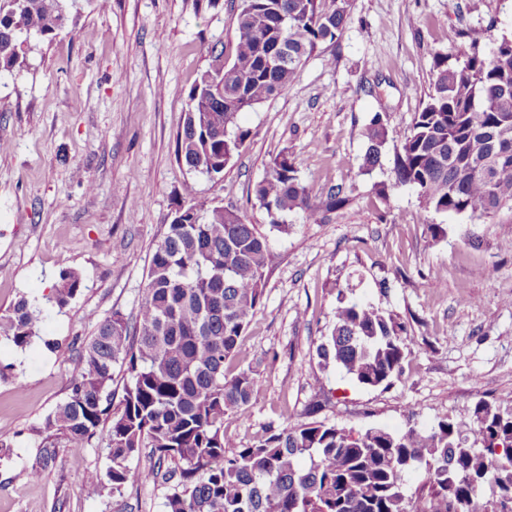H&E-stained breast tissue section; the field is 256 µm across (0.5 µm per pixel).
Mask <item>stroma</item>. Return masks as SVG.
Segmentation results:
<instances>
[{
  "instance_id": "obj_1",
  "label": "stroma",
  "mask_w": 512,
  "mask_h": 512,
  "mask_svg": "<svg viewBox=\"0 0 512 512\" xmlns=\"http://www.w3.org/2000/svg\"><path fill=\"white\" fill-rule=\"evenodd\" d=\"M241 0H92L18 74L0 75V311L38 304L40 337L26 350L0 337V512H164L169 484L87 493L106 473V437L45 459L44 424L63 400L83 342L99 319L135 323L152 252L185 184L209 205L241 211L265 232L271 262L263 305L228 374L252 368L255 392L225 416L227 452L314 416L357 429L433 426L481 400L512 402V215L473 224L428 212L414 188H391L393 152L363 167L362 130L374 114L407 130L432 82L435 53L456 60L463 34L486 47L512 38V0H350L337 43L323 44L281 95L244 113L250 131L215 181L176 156L188 93L230 43ZM300 155L313 198L334 185L351 201L325 223L289 214L272 230L253 195L268 162ZM390 186L387 197L375 187ZM431 224L447 235L436 239ZM81 277L64 308L49 301L61 270ZM397 316L407 330L403 372L366 388L316 347L335 320L338 289ZM56 342L47 349L45 340ZM36 469L38 481L19 479Z\"/></svg>"
}]
</instances>
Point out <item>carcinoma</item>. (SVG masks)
Returning <instances> with one entry per match:
<instances>
[{
    "mask_svg": "<svg viewBox=\"0 0 512 512\" xmlns=\"http://www.w3.org/2000/svg\"><path fill=\"white\" fill-rule=\"evenodd\" d=\"M80 0H0V73L21 64L30 38L50 42ZM349 0H242L231 63L211 49V63L188 93L177 135V158L209 179L220 177L250 131L238 117L281 94L323 43L342 34ZM462 62L433 56L427 100L411 128L400 132L375 114L362 135L364 167L379 165L398 143L392 186L418 191L422 206L441 215L491 224L512 212V39L485 54L484 32L470 29ZM224 92H219V84ZM303 160L283 151L255 184L271 229L286 233L288 214L320 223L343 207L341 186L315 200L300 180ZM179 210L157 243L136 326L115 311L97 321L74 367L70 392L45 421L53 440L42 448H84L108 425L106 478L112 492L161 477L174 482L165 512H512V407L478 401L459 418L429 428L356 430L299 422L256 445L225 452L224 416L254 395L250 369L233 376L226 364L261 309L269 262L267 237L237 210L196 201L184 188ZM81 278L60 271L49 301L66 307ZM43 309L18 300L0 314V333L23 350L38 335ZM405 328L392 314L337 292L335 322L317 346L323 367L334 365L365 387H389L406 359ZM130 383L119 402L114 369ZM151 449L152 468L129 459ZM424 470L411 495L412 473Z\"/></svg>",
    "mask_w": 512,
    "mask_h": 512,
    "instance_id": "cac0c4a2",
    "label": "carcinoma"
}]
</instances>
